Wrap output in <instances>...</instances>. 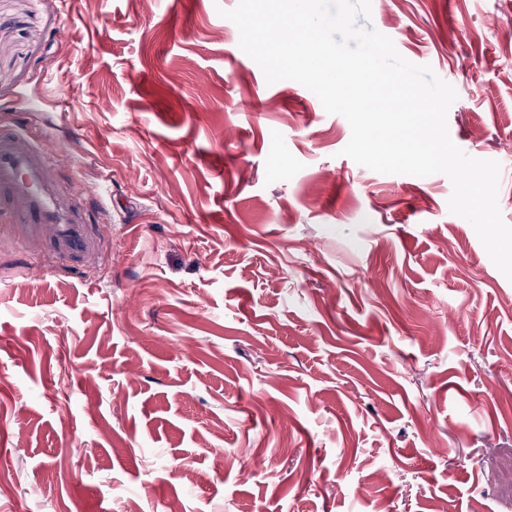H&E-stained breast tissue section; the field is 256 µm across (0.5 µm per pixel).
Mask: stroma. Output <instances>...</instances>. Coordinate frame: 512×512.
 <instances>
[{
	"mask_svg": "<svg viewBox=\"0 0 512 512\" xmlns=\"http://www.w3.org/2000/svg\"><path fill=\"white\" fill-rule=\"evenodd\" d=\"M237 0H0V111L111 244L0 220V512H512V281L442 173L382 174L267 83ZM457 93L512 225V0H371ZM198 478L183 479L185 464Z\"/></svg>",
	"mask_w": 512,
	"mask_h": 512,
	"instance_id": "35a3bbf8",
	"label": "stroma"
}]
</instances>
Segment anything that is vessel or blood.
I'll return each instance as SVG.
<instances>
[{"label":"vessel or blood","mask_w":512,"mask_h":512,"mask_svg":"<svg viewBox=\"0 0 512 512\" xmlns=\"http://www.w3.org/2000/svg\"><path fill=\"white\" fill-rule=\"evenodd\" d=\"M59 152L49 139L0 126V216L28 227L53 257L86 265L100 251L82 195L63 190Z\"/></svg>","instance_id":"1"}]
</instances>
